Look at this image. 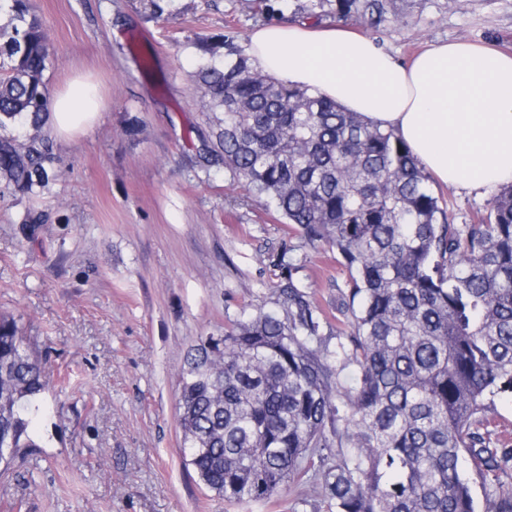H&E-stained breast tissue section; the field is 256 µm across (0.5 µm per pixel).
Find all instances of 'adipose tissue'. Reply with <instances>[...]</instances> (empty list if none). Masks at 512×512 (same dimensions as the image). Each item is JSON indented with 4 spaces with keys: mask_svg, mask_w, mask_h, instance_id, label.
Returning <instances> with one entry per match:
<instances>
[{
    "mask_svg": "<svg viewBox=\"0 0 512 512\" xmlns=\"http://www.w3.org/2000/svg\"><path fill=\"white\" fill-rule=\"evenodd\" d=\"M248 54L258 70L335 100L394 131L443 185L492 191L512 183V56L467 42L435 44L411 64L344 23L260 27ZM88 87L54 95L51 125L61 137L97 117Z\"/></svg>",
    "mask_w": 512,
    "mask_h": 512,
    "instance_id": "adipose-tissue-1",
    "label": "adipose tissue"
}]
</instances>
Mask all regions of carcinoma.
Segmentation results:
<instances>
[{
	"instance_id": "cac0c4a2",
	"label": "carcinoma",
	"mask_w": 512,
	"mask_h": 512,
	"mask_svg": "<svg viewBox=\"0 0 512 512\" xmlns=\"http://www.w3.org/2000/svg\"><path fill=\"white\" fill-rule=\"evenodd\" d=\"M395 0H307L292 18L378 28ZM0 198H36L57 177L48 129L53 47L30 0H0ZM201 107L219 113L197 147L205 171L268 197L279 221L338 254L350 274L336 328L283 253L275 308L260 306L188 353L179 375L183 455L228 502H266L322 475L326 512H476L469 455L486 480L512 460L480 427L512 395V186L475 224L446 202L393 131L253 70L226 37L197 43ZM354 384L344 385L346 366ZM49 382L15 319L0 316V471L34 447Z\"/></svg>"
}]
</instances>
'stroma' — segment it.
<instances>
[{
  "label": "stroma",
  "mask_w": 512,
  "mask_h": 512,
  "mask_svg": "<svg viewBox=\"0 0 512 512\" xmlns=\"http://www.w3.org/2000/svg\"><path fill=\"white\" fill-rule=\"evenodd\" d=\"M55 48L54 91L74 79L102 102L97 123L56 138L58 179L36 199L0 200V314L48 359L34 447L0 476V512H294L318 489L289 482L270 501L230 503L185 466L178 377L187 351L227 319L272 309L278 254L298 233L228 174L202 177L196 153L212 122L192 75L198 39L246 46L279 21L249 0H32ZM380 27L349 19L402 63L457 40L512 54V0H402ZM152 53L151 68L141 57ZM453 224H472L481 189L432 183ZM44 223L22 224L27 208ZM295 277L338 323L349 272L321 247Z\"/></svg>",
  "instance_id": "obj_1"
}]
</instances>
